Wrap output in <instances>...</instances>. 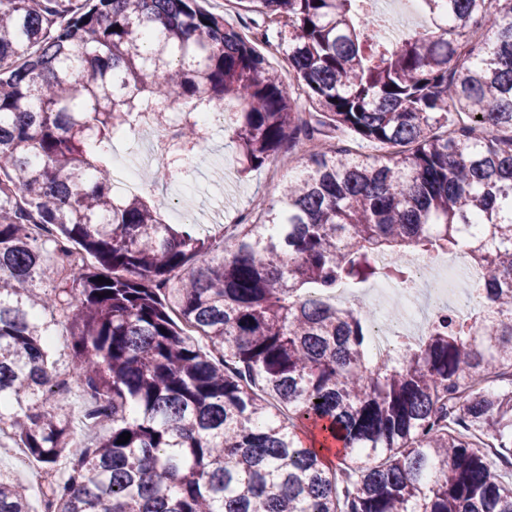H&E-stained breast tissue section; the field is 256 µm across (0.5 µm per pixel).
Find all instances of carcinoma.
<instances>
[{"label":"carcinoma","instance_id":"1","mask_svg":"<svg viewBox=\"0 0 512 512\" xmlns=\"http://www.w3.org/2000/svg\"><path fill=\"white\" fill-rule=\"evenodd\" d=\"M421 2L393 46L361 0H236L250 37L198 0H0V435L54 476L48 512H512V0ZM226 99L245 168L306 156L257 221L218 239L116 195L137 113ZM459 247L480 312L394 362L325 301ZM29 497L0 472V512ZM58 338L52 350L50 362H54L53 371L57 374H64L69 363L68 336L64 328L58 329Z\"/></svg>","mask_w":512,"mask_h":512}]
</instances>
